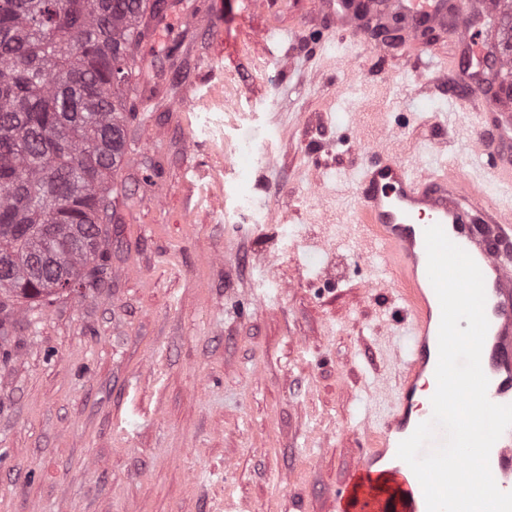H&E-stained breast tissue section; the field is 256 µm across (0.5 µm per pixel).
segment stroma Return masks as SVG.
Returning <instances> with one entry per match:
<instances>
[{"label": "stroma", "instance_id": "35a3bbf8", "mask_svg": "<svg viewBox=\"0 0 512 512\" xmlns=\"http://www.w3.org/2000/svg\"><path fill=\"white\" fill-rule=\"evenodd\" d=\"M167 3L135 56L108 275L16 308L0 339V512H334L395 384L355 177L381 126L435 169L473 135L437 78L447 30L341 32L318 0ZM211 12L220 36L186 26ZM195 91L206 106H184Z\"/></svg>", "mask_w": 512, "mask_h": 512}]
</instances>
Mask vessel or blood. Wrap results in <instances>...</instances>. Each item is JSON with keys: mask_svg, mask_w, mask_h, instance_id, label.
Listing matches in <instances>:
<instances>
[{"mask_svg": "<svg viewBox=\"0 0 512 512\" xmlns=\"http://www.w3.org/2000/svg\"><path fill=\"white\" fill-rule=\"evenodd\" d=\"M344 31L393 19L413 28L448 26L458 48L451 68H471V52L478 41L464 13L448 0H322ZM448 95L460 109L488 110L493 98L479 85L448 81ZM469 154L495 156L493 180L512 185V115H497L493 130H481L467 144ZM358 208L354 220L368 231L378 260L372 270L376 281L390 286L401 317L407 345L395 351L399 386L386 396L384 407L369 415L359 464L352 478L334 497L336 512H427L421 485L404 461L399 443L423 422L413 407V396L425 376L434 375L438 361L440 304L427 275L424 230L441 225L448 238L466 251L484 276L485 313L489 328L481 365L491 387L493 403L512 404V207L497 204L460 163L432 171L388 155L367 164L357 180ZM490 468L498 487L512 492V428L493 445ZM400 480L404 493L381 491L374 483L379 473Z\"/></svg>", "mask_w": 512, "mask_h": 512, "instance_id": "vessel-or-blood-1", "label": "vessel or blood"}]
</instances>
